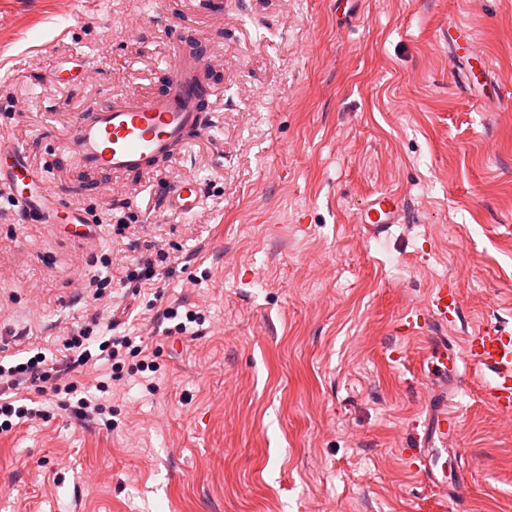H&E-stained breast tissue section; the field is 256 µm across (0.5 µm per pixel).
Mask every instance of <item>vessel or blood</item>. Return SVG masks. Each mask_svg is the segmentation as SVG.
Wrapping results in <instances>:
<instances>
[{"label":"vessel or blood","mask_w":512,"mask_h":512,"mask_svg":"<svg viewBox=\"0 0 512 512\" xmlns=\"http://www.w3.org/2000/svg\"><path fill=\"white\" fill-rule=\"evenodd\" d=\"M478 61L484 56L479 41L466 29L449 27L448 64L456 66L460 56ZM83 68L75 56L69 66H57L47 85L55 87L74 82ZM200 84L195 68L180 63L171 67L166 94L154 97L128 95L109 105H95L77 116L62 138V150L85 171L114 179L149 171L153 159L169 155L191 130L204 131L197 109ZM49 167H38L29 160L23 144L0 141V196L7 198L24 216H39L46 224H67L75 233L90 230L85 212L65 206L53 190ZM202 186L192 179H176L164 200L167 210L188 215L199 206ZM404 203L391 192H379L361 208L359 223L376 229L400 223ZM461 296L457 288L441 282L432 289L424 311L408 315L399 325L401 333H421L428 325L445 327L460 320ZM469 361L492 372L493 378L482 391V400L495 412L512 415V331L476 329L465 344ZM455 346L447 337H439L424 352L420 366L425 373V394L430 408L424 420L425 430L416 437L415 456L423 465V478L432 487L441 482L429 463L433 449L447 445L448 432L456 426L451 399L457 388L451 383L449 364L456 361Z\"/></svg>","instance_id":"obj_1"}]
</instances>
